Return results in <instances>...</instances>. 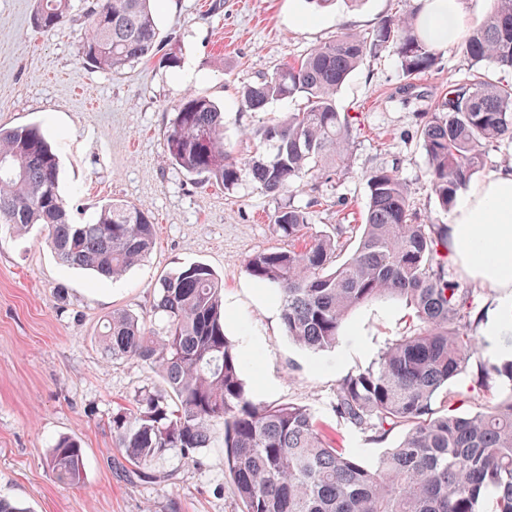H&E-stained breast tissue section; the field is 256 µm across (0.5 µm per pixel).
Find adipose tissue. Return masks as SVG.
<instances>
[{
	"mask_svg": "<svg viewBox=\"0 0 512 512\" xmlns=\"http://www.w3.org/2000/svg\"><path fill=\"white\" fill-rule=\"evenodd\" d=\"M419 24L434 47L458 41L464 33L460 0H425ZM448 237L453 258L473 277L512 296V165L458 199Z\"/></svg>",
	"mask_w": 512,
	"mask_h": 512,
	"instance_id": "adipose-tissue-1",
	"label": "adipose tissue"
}]
</instances>
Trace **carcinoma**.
I'll use <instances>...</instances> for the list:
<instances>
[{"mask_svg":"<svg viewBox=\"0 0 512 512\" xmlns=\"http://www.w3.org/2000/svg\"><path fill=\"white\" fill-rule=\"evenodd\" d=\"M152 0H87L81 53L103 73L138 60L178 56L159 39ZM381 21L369 40L340 31L302 59L245 87L241 107L260 110L271 99L302 97L299 112L251 132L265 150L241 161L224 141V112L188 94L167 129L164 157L190 176L230 191L244 180L278 196L336 175L353 126L336 111L343 84L372 50L387 49L407 77L430 71L436 49L418 28V9ZM72 0H38L34 24L51 30L72 13ZM476 66L448 85L420 136L432 191L450 209L485 161L487 148L512 142V85L477 70L488 61L512 70V0H494L485 23L462 43ZM369 202L364 223L341 225L337 235L307 234L311 200L282 206L272 217L288 248L244 259L248 273L275 288L286 335L312 351L336 347L343 324L359 306L382 297L414 310L416 324L392 340L371 366L337 387V417L383 439L406 427L399 444L373 466L331 445L306 408L258 400L241 378L242 360L224 330V283L203 263L159 282L150 329L130 312L112 311L100 346L114 360L134 358L156 369L165 388L135 393L133 405L112 411V444L121 469L145 484H176L157 463L172 452L195 462L216 431L243 512H512V391L487 410L452 415L436 407L440 393L478 351L474 289L448 273V225L423 224L408 184L394 170L366 173ZM0 224L42 226L58 260L117 279L155 244L145 212L122 201L104 204L79 224L59 192V158L41 126L0 127ZM355 234L353 253L341 258L336 237ZM512 381V359L480 367L479 386ZM45 467L61 485L77 487L86 473L81 443L60 436Z\"/></svg>","mask_w":512,"mask_h":512,"instance_id":"obj_1","label":"carcinoma"}]
</instances>
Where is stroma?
<instances>
[{"instance_id":"35a3bbf8","label":"stroma","mask_w":512,"mask_h":512,"mask_svg":"<svg viewBox=\"0 0 512 512\" xmlns=\"http://www.w3.org/2000/svg\"><path fill=\"white\" fill-rule=\"evenodd\" d=\"M36 0H0V126L41 125L60 159L59 191L77 221L121 200L141 206L156 229L153 250L117 280L61 266L40 227L19 235L0 226V497L31 512H242L224 473L219 444L199 462L170 453L159 468L177 473L175 487L132 483L110 466L108 422L136 391L161 386L158 374L137 359L110 360L98 344L115 309L157 326V282L193 263L224 281V329L239 350L247 391L267 402L308 408L348 455L373 465L405 434L370 437L340 421L332 410L339 382L367 367L384 344L407 328L412 311L396 299L356 309L335 349L314 352L283 330L273 288L247 272L246 256L286 248L271 218L279 207L317 199L312 228L363 223L368 205L366 172L393 168L409 184L416 210L434 224L448 211L432 193L419 129L450 83L471 69L461 43L441 48L435 67L404 80L395 55H367L336 95L357 134L340 176L315 191L269 196L249 181L234 190L200 184L163 161L169 120L182 98L199 94L224 111V137L235 156L249 157L257 129L298 111L303 99L270 101L264 110L241 107L239 91L283 65L303 58L338 29L371 34L380 21L405 11L403 0H337L324 10L306 0H155L161 38L173 40L181 59L136 62L117 75L90 69L80 53L82 25L67 21L42 31L33 24ZM412 94H402L404 83ZM454 277L475 290L484 324L479 353L450 386L448 404L458 414L483 411L508 389L497 381L478 390L479 366L512 356V324L497 295L456 262ZM77 438L88 466L80 486L59 485L44 454L59 436Z\"/></svg>"}]
</instances>
